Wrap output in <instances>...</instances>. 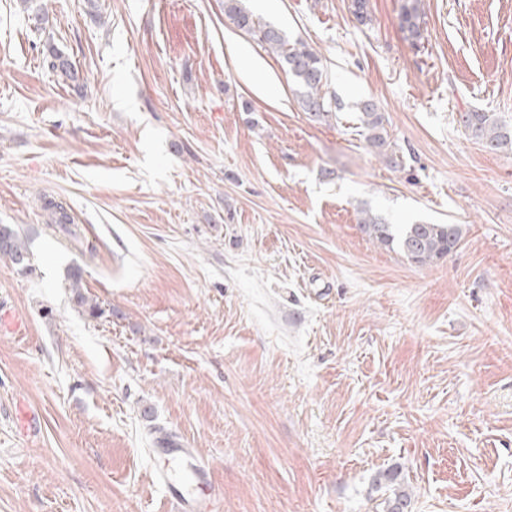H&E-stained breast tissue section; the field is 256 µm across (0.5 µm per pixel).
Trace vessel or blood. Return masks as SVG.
<instances>
[{
	"mask_svg": "<svg viewBox=\"0 0 512 512\" xmlns=\"http://www.w3.org/2000/svg\"><path fill=\"white\" fill-rule=\"evenodd\" d=\"M27 335L25 314L17 310L0 311V332ZM13 420L18 433L28 436L35 430L37 412L24 402L14 405ZM152 453L160 461L155 472L158 484L176 512H217L218 492L213 473L196 449L187 447L175 434L158 433Z\"/></svg>",
	"mask_w": 512,
	"mask_h": 512,
	"instance_id": "obj_1",
	"label": "vessel or blood"
}]
</instances>
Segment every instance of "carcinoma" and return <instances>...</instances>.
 <instances>
[{
	"label": "carcinoma",
	"instance_id": "obj_1",
	"mask_svg": "<svg viewBox=\"0 0 512 512\" xmlns=\"http://www.w3.org/2000/svg\"><path fill=\"white\" fill-rule=\"evenodd\" d=\"M422 0H404L401 27L414 42L421 40ZM224 14L235 26L251 36L262 48L275 54L288 77L297 87L303 109L315 121L338 119L339 104L328 91L327 73L321 55L302 41H290L275 26L262 21L249 11L242 0H224ZM48 68L73 82L76 72L70 60L53 49ZM357 120L368 146L393 169L403 166L396 143L390 140L387 119L375 103L364 100L357 105ZM459 123L472 139L492 152L512 150V130L492 112L468 111L459 113ZM50 212L49 223L66 226L71 217L64 206L56 201L44 202ZM360 229L372 241L389 249H398L410 262L426 265L440 260L459 245L462 231L458 224H389L370 210L360 211ZM0 261L23 269L29 267L28 252L19 233L8 224L0 225ZM72 300L88 316L102 313L99 303L89 299L82 287V270L78 267L69 274ZM399 472L393 469L379 474L377 482L386 485L391 495L385 499V512H408L410 495L398 481Z\"/></svg>",
	"mask_w": 512,
	"mask_h": 512
}]
</instances>
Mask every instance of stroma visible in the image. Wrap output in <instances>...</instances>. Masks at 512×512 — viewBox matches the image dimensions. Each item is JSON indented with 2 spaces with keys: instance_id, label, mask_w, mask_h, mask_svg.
Returning <instances> with one entry per match:
<instances>
[{
  "instance_id": "35a3bbf8",
  "label": "stroma",
  "mask_w": 512,
  "mask_h": 512,
  "mask_svg": "<svg viewBox=\"0 0 512 512\" xmlns=\"http://www.w3.org/2000/svg\"><path fill=\"white\" fill-rule=\"evenodd\" d=\"M402 2L362 25L352 0H244L321 54L329 125L224 0H0V224L31 265L0 262V308L30 323L0 333V512H169L159 426L220 512H383L393 467L410 512H512V151L457 122L512 126V0H423L415 43ZM363 98L404 168L359 132ZM363 209L463 237L416 265ZM459 123L472 139L492 152L512 151V130L492 112L459 113ZM70 287L72 291V300L74 304L82 309L90 317H98L101 313V307L98 302L90 300L83 291L82 270L75 267L69 274ZM13 420L18 433L26 437L35 431L38 414L23 401H17L14 405Z\"/></svg>"
}]
</instances>
